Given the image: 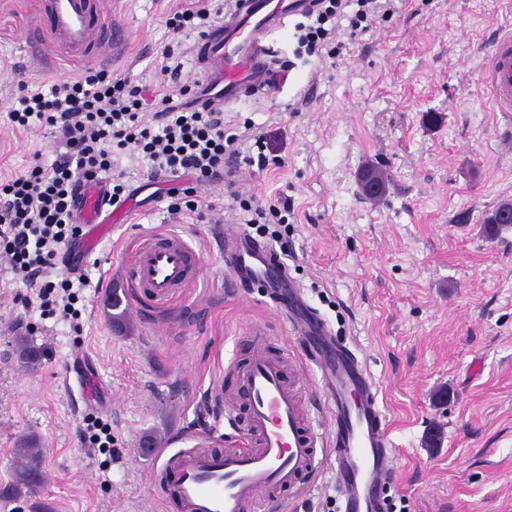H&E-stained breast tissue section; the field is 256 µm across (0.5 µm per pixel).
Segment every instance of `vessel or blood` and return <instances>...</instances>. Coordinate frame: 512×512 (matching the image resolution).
I'll return each instance as SVG.
<instances>
[{"label":"vessel or blood","instance_id":"b4317fda","mask_svg":"<svg viewBox=\"0 0 512 512\" xmlns=\"http://www.w3.org/2000/svg\"><path fill=\"white\" fill-rule=\"evenodd\" d=\"M313 8L314 0H235L233 10L196 48L206 66L199 82L200 105L231 106L245 95L275 88L279 49L274 37L292 18ZM105 16V0H43L38 22L55 44L85 55L106 40L115 47L123 44L122 31L107 35ZM483 81L494 110L512 112V27L493 40ZM104 189L101 183L86 186L77 201L91 245L124 214L120 208L105 212ZM200 262L182 238L158 234L142 240L135 250L126 285L168 302L197 276ZM311 361L330 394L335 427L331 454L342 512H382L381 494L397 448L388 436L377 385L361 359L330 340L312 345ZM238 381L237 395L249 406L244 445L173 461L172 498L179 512H262L268 494L278 489L300 491L304 478L319 465L318 435L300 396L301 378L287 377L281 360L257 340L248 362L238 369Z\"/></svg>","mask_w":512,"mask_h":512}]
</instances>
